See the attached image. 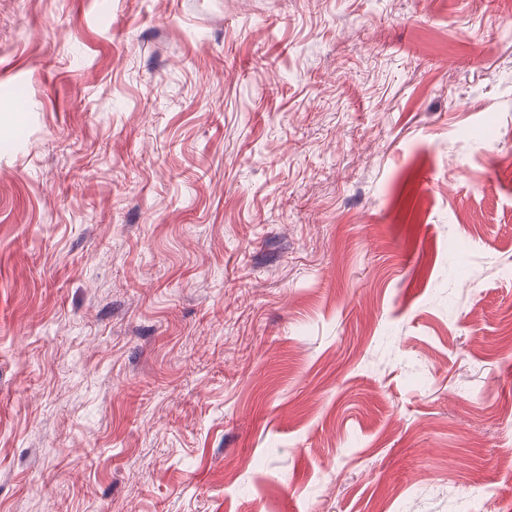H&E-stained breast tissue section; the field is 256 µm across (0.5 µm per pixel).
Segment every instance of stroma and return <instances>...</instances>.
Returning <instances> with one entry per match:
<instances>
[{
    "instance_id": "35a3bbf8",
    "label": "stroma",
    "mask_w": 512,
    "mask_h": 512,
    "mask_svg": "<svg viewBox=\"0 0 512 512\" xmlns=\"http://www.w3.org/2000/svg\"><path fill=\"white\" fill-rule=\"evenodd\" d=\"M512 0H0V512H512Z\"/></svg>"
}]
</instances>
